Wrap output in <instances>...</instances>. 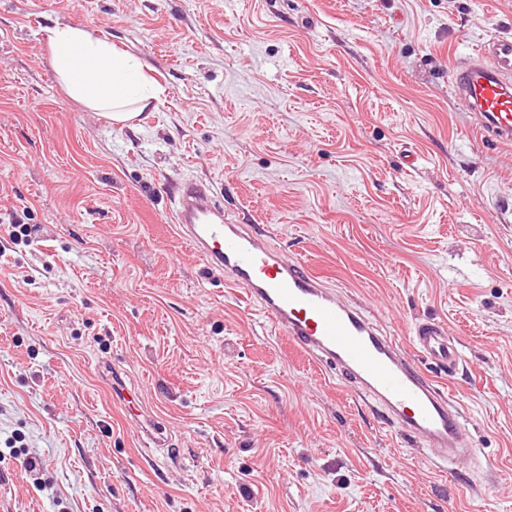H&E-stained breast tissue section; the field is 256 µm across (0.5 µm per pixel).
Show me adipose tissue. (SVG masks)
Segmentation results:
<instances>
[{"label": "adipose tissue", "mask_w": 512, "mask_h": 512, "mask_svg": "<svg viewBox=\"0 0 512 512\" xmlns=\"http://www.w3.org/2000/svg\"><path fill=\"white\" fill-rule=\"evenodd\" d=\"M52 65L67 93L117 124L152 107L159 90L139 60L88 27L58 24L48 29Z\"/></svg>", "instance_id": "obj_1"}]
</instances>
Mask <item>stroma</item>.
<instances>
[{
    "instance_id": "obj_1",
    "label": "stroma",
    "mask_w": 512,
    "mask_h": 512,
    "mask_svg": "<svg viewBox=\"0 0 512 512\" xmlns=\"http://www.w3.org/2000/svg\"><path fill=\"white\" fill-rule=\"evenodd\" d=\"M59 23L137 57L154 108L117 124L72 99ZM492 38L512 0H0V512H512V148L450 82ZM183 179L407 356L445 326L462 365L420 366L477 464L431 465L208 271L172 222ZM137 411L138 413H134L133 416L139 420L143 434L154 444L155 447H168V440L165 439L163 435L164 430L162 429V423L157 419V417L147 416L144 417L143 420H140L139 417L142 416V411L139 409H137Z\"/></svg>"
}]
</instances>
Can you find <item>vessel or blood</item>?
Masks as SVG:
<instances>
[{
  "instance_id": "vessel-or-blood-1",
  "label": "vessel or blood",
  "mask_w": 512,
  "mask_h": 512,
  "mask_svg": "<svg viewBox=\"0 0 512 512\" xmlns=\"http://www.w3.org/2000/svg\"><path fill=\"white\" fill-rule=\"evenodd\" d=\"M452 82L484 137L512 146V39L484 43L457 67ZM176 190L172 218L180 237L207 269L223 276L225 285L243 289L276 331L335 371L342 386L379 405L403 437L431 448L436 464L477 459V449L463 442L461 409L399 353L369 316L339 301L304 261L285 259L265 244L253 225L228 223L211 188L181 181ZM413 345L446 372L462 359L436 322L418 324Z\"/></svg>"
}]
</instances>
